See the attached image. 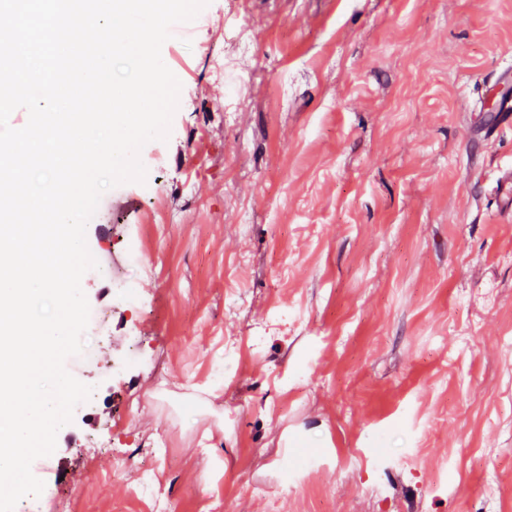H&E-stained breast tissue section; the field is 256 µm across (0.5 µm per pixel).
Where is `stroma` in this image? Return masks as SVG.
Listing matches in <instances>:
<instances>
[{
    "mask_svg": "<svg viewBox=\"0 0 512 512\" xmlns=\"http://www.w3.org/2000/svg\"><path fill=\"white\" fill-rule=\"evenodd\" d=\"M171 32L170 137L86 227L141 255L142 306L83 275L96 398L33 474L152 512L154 442L172 512H512V126L478 109L512 0H211Z\"/></svg>",
    "mask_w": 512,
    "mask_h": 512,
    "instance_id": "35a3bbf8",
    "label": "stroma"
}]
</instances>
